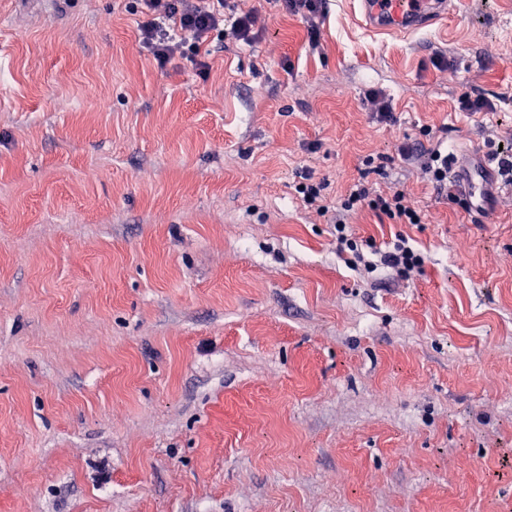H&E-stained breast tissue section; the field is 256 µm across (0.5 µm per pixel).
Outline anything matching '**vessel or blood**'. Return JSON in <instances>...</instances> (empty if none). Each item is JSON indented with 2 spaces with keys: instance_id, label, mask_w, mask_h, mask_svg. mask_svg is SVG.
<instances>
[{
  "instance_id": "vessel-or-blood-1",
  "label": "vessel or blood",
  "mask_w": 512,
  "mask_h": 512,
  "mask_svg": "<svg viewBox=\"0 0 512 512\" xmlns=\"http://www.w3.org/2000/svg\"><path fill=\"white\" fill-rule=\"evenodd\" d=\"M365 21L377 30L414 32L444 16L448 12L447 0H359ZM458 191L471 212L485 215L481 205V184L459 180Z\"/></svg>"
}]
</instances>
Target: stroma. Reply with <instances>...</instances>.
I'll return each instance as SVG.
<instances>
[{
    "instance_id": "obj_1",
    "label": "stroma",
    "mask_w": 512,
    "mask_h": 512,
    "mask_svg": "<svg viewBox=\"0 0 512 512\" xmlns=\"http://www.w3.org/2000/svg\"><path fill=\"white\" fill-rule=\"evenodd\" d=\"M252 9L204 76L123 0H0V512H512V200L489 175L477 222L398 155L512 139V0ZM303 170L404 191L423 223L345 222L423 269L354 270ZM365 21L376 30L414 32L448 13L446 0H359ZM380 265L393 269L403 278L410 277L415 271H420L425 264V256L415 249L409 239L399 236L385 251H376Z\"/></svg>"
}]
</instances>
